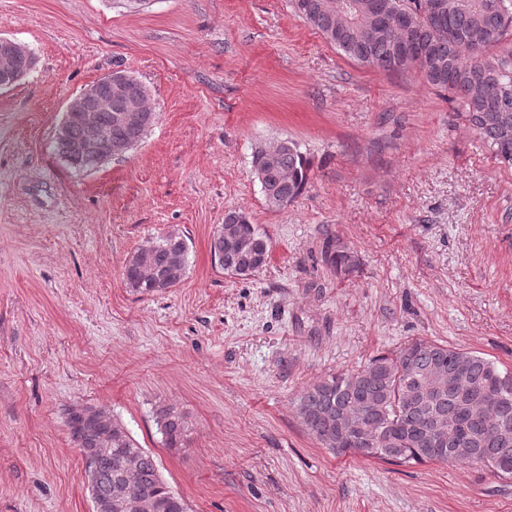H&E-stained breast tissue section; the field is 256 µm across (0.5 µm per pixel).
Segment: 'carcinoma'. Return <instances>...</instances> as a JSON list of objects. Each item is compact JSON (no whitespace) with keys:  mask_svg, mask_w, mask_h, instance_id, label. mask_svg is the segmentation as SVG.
Listing matches in <instances>:
<instances>
[{"mask_svg":"<svg viewBox=\"0 0 512 512\" xmlns=\"http://www.w3.org/2000/svg\"><path fill=\"white\" fill-rule=\"evenodd\" d=\"M375 1L391 13L408 16L409 23L360 39L337 28L336 11L331 8L334 0H291V7L346 58L384 72L414 71L433 88L454 94L493 154L512 163V52L493 53L512 36V0H453V9L439 18L429 16L430 0H354L362 10ZM400 41L426 45L430 53L419 62L404 59L396 52ZM147 131L139 123L121 120L114 108L110 113H96L90 124L73 121L70 137L79 140L104 133L114 144L134 147ZM252 166L261 176L269 206L294 202L310 183L311 160L293 142L280 149L269 166L261 150H256ZM237 235L241 248L213 234L211 255L225 272L248 275L257 271L248 266L251 246L266 252L268 245L250 223L239 225ZM323 250L325 262L336 275L356 271L357 266L350 264L351 251L336 250L332 238L325 240ZM141 254L140 250L134 253L123 271L126 285L136 293H159L152 271L163 270L172 254L180 255V277L186 275L189 244L183 235L170 233L152 243L149 267L140 261ZM462 357L469 361L472 387L467 404H462L457 391H446L429 401L406 398L429 374L452 367ZM296 407L306 431L334 453L359 450L355 433L340 438L336 432V414L356 413L361 426L377 437L374 457L399 464L434 461L422 428L438 416L459 414L463 428L448 433L441 462L476 464L499 477H512V470L500 468L512 465V371L501 370L495 362L471 351L416 339L394 353L373 357L355 373L332 375L310 385L297 397ZM106 419L93 426L75 409L67 413V427L78 448H101L103 437L112 435V450L94 460L92 497L105 500L133 492L158 503L153 512H188L184 498L163 479L154 456L118 421L109 415ZM155 421L167 447L182 446L187 422L181 413L160 407ZM500 429L508 430L511 438L495 439L494 433Z\"/></svg>","mask_w":512,"mask_h":512,"instance_id":"carcinoma-1","label":"carcinoma"}]
</instances>
